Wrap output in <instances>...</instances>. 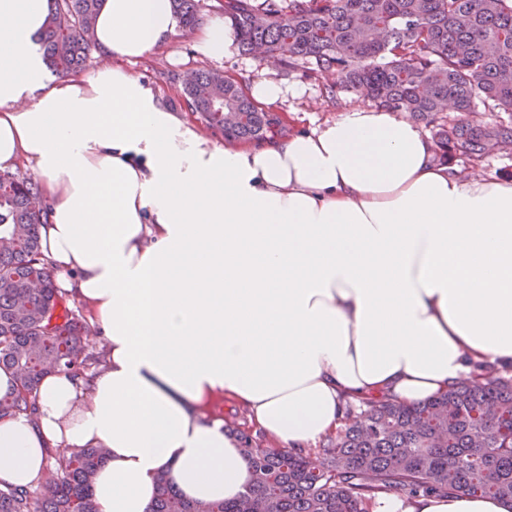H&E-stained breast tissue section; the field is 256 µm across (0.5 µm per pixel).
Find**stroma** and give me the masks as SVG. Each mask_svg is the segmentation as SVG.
Masks as SVG:
<instances>
[{
    "mask_svg": "<svg viewBox=\"0 0 512 512\" xmlns=\"http://www.w3.org/2000/svg\"><path fill=\"white\" fill-rule=\"evenodd\" d=\"M223 71L243 86H251L255 79L271 75L282 83L298 88V95L277 106L279 115L289 132L312 130L326 122L344 117L352 107L367 108L369 98L357 92L337 87L333 77L327 74L311 75L303 69L291 70L277 62H264L241 54L237 47H230L223 60L210 61L196 58L193 51V34L177 31L168 51L149 54L130 64V72L153 85L164 96L169 107L176 112L185 106L178 84L172 83L171 75H185L200 69Z\"/></svg>",
    "mask_w": 512,
    "mask_h": 512,
    "instance_id": "1",
    "label": "stroma"
}]
</instances>
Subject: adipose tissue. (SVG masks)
<instances>
[{
	"label": "adipose tissue",
	"instance_id": "obj_1",
	"mask_svg": "<svg viewBox=\"0 0 512 512\" xmlns=\"http://www.w3.org/2000/svg\"><path fill=\"white\" fill-rule=\"evenodd\" d=\"M50 0H0V171L36 175L38 232L102 348L0 419V488L40 486L50 449L103 448L99 512H147L169 471L189 500L249 480L226 401L273 448L335 435L349 402L419 404L512 365V180L460 175L411 119L358 108L256 148L220 147L127 71L163 50L172 0H102L110 60L48 79ZM234 40L214 18L204 58ZM372 512H512L453 491Z\"/></svg>",
	"mask_w": 512,
	"mask_h": 512
}]
</instances>
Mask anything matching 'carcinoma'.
I'll return each instance as SVG.
<instances>
[{
  "label": "carcinoma",
  "instance_id": "obj_1",
  "mask_svg": "<svg viewBox=\"0 0 512 512\" xmlns=\"http://www.w3.org/2000/svg\"><path fill=\"white\" fill-rule=\"evenodd\" d=\"M42 43L51 71H79L101 0H52ZM184 27L201 20V0H174ZM239 51L263 47L288 69L334 72L341 87L365 88L378 108L432 127L437 156L472 161L512 151V0H224ZM188 110L224 140L263 142L285 130L234 79L199 70L180 79ZM453 103L460 118L443 115ZM511 111L505 121H471L477 102ZM239 119L224 123V113ZM35 183L0 173V368L19 382L0 399V418L36 410L50 372L83 375L94 331L66 303L42 259ZM311 457L263 448L242 431L252 475L238 499L182 497L169 473L157 478L148 512H371L381 494L467 490L512 501V379H465L420 405L371 401ZM101 448L49 451L55 474L39 489L0 488V512H99L94 475Z\"/></svg>",
  "mask_w": 512,
  "mask_h": 512
}]
</instances>
